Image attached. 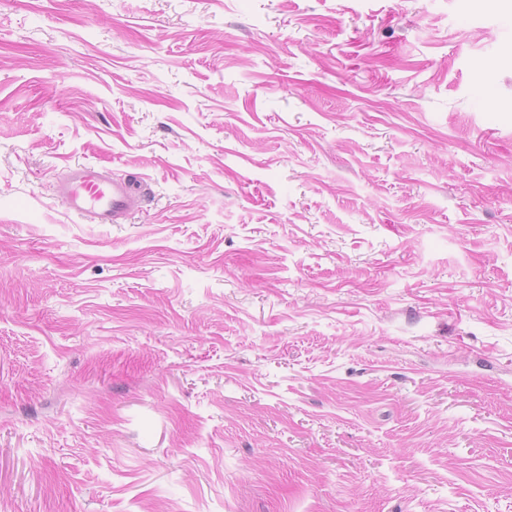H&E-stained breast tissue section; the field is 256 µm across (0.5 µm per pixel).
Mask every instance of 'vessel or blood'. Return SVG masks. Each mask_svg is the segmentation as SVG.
<instances>
[{
    "label": "vessel or blood",
    "instance_id": "obj_1",
    "mask_svg": "<svg viewBox=\"0 0 512 512\" xmlns=\"http://www.w3.org/2000/svg\"><path fill=\"white\" fill-rule=\"evenodd\" d=\"M65 210L95 224L123 223L138 201L135 182L116 179L91 165L73 168L58 185Z\"/></svg>",
    "mask_w": 512,
    "mask_h": 512
}]
</instances>
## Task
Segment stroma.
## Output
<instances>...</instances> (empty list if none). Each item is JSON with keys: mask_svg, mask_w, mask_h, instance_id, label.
I'll list each match as a JSON object with an SVG mask.
<instances>
[{"mask_svg": "<svg viewBox=\"0 0 512 512\" xmlns=\"http://www.w3.org/2000/svg\"><path fill=\"white\" fill-rule=\"evenodd\" d=\"M505 18L0 0V512H512ZM65 210L94 224H121L139 200L136 183L107 176L91 165L73 168L58 184Z\"/></svg>", "mask_w": 512, "mask_h": 512, "instance_id": "obj_1", "label": "stroma"}]
</instances>
